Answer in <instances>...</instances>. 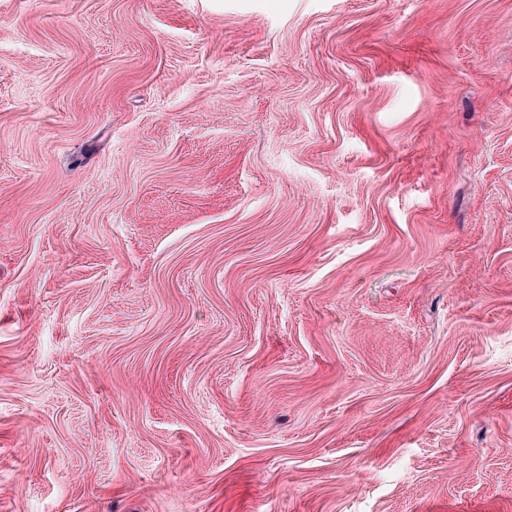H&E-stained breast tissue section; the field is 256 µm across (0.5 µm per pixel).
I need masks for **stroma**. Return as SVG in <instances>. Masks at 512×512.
Instances as JSON below:
<instances>
[{"label": "stroma", "mask_w": 512, "mask_h": 512, "mask_svg": "<svg viewBox=\"0 0 512 512\" xmlns=\"http://www.w3.org/2000/svg\"><path fill=\"white\" fill-rule=\"evenodd\" d=\"M0 512H512V0H0Z\"/></svg>", "instance_id": "obj_1"}]
</instances>
